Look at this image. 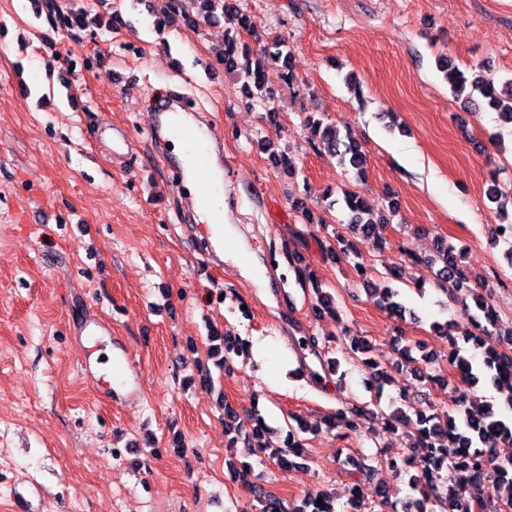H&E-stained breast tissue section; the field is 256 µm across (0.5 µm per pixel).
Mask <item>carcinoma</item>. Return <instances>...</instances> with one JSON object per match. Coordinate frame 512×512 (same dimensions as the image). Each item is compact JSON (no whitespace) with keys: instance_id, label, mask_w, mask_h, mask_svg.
I'll return each mask as SVG.
<instances>
[{"instance_id":"obj_1","label":"carcinoma","mask_w":512,"mask_h":512,"mask_svg":"<svg viewBox=\"0 0 512 512\" xmlns=\"http://www.w3.org/2000/svg\"><path fill=\"white\" fill-rule=\"evenodd\" d=\"M199 5L197 16L204 23L219 21L224 13L235 9L232 0H192ZM222 61L229 64L232 71L244 79L249 87L257 90V99L263 100L268 93L270 68L278 65L276 72L283 80L293 79L290 65L291 51L287 42L281 38H272L263 45L257 55L249 43L241 38L228 37L224 48L219 52ZM448 81L454 93L466 94V100L474 108L481 102L497 112L499 120L512 126V81L496 87L494 81L484 75L482 66L474 67L471 77L464 72L451 69ZM311 135L319 140L324 151L339 162L347 164L362 176L366 156L360 144L347 136L343 141L331 125H322L321 121H307ZM345 207L352 214L357 229L370 232L374 220L370 218V208L364 199L352 192L343 195ZM435 261L441 264L437 271L440 282L448 286L453 298L460 300L464 315L473 323L474 332L462 339L448 333V325L433 324L437 334L448 341V364L468 382L469 389L459 393L453 400V408L431 415L418 414L416 419L409 418L410 405H394L387 418L391 428L412 426L413 442L409 454L390 457H371L366 455L346 457L354 473L370 479L385 472H402L409 468L417 471L412 478V490L418 494L416 505L418 512H427V505L437 504L441 512H494L502 505L512 507V465L505 464L499 469L500 481L493 489V497L487 496L485 475L493 465L494 448L503 441L512 442V418L502 411H512V355L503 351V345L512 346L511 336H500L494 332L498 322V312L489 301L479 293L474 278L461 263L460 255L451 244L437 243ZM378 303L390 314L402 318L410 311L401 292L393 288L381 291ZM320 340L316 336H303L299 344L314 355L321 371L312 368L308 373L317 379L320 373L333 375L339 371L337 359L322 357L319 350ZM243 352V340L224 337V350L214 353L215 364L229 368L233 357ZM491 386L498 391L508 389L501 403V409H495L493 400L482 399L471 392L478 384ZM369 409L365 406L351 408L339 407L314 425H301L293 428L288 425L286 446L281 448L263 447L257 452L283 466H294L297 460H306L303 434L314 433L326 427L343 429L345 433H356L363 425ZM228 464L241 484L252 486L251 464H240L233 460ZM322 504H317V501ZM261 512H337L335 498L327 492L310 497L301 504L288 508L284 502L274 496L262 501Z\"/></svg>"}]
</instances>
